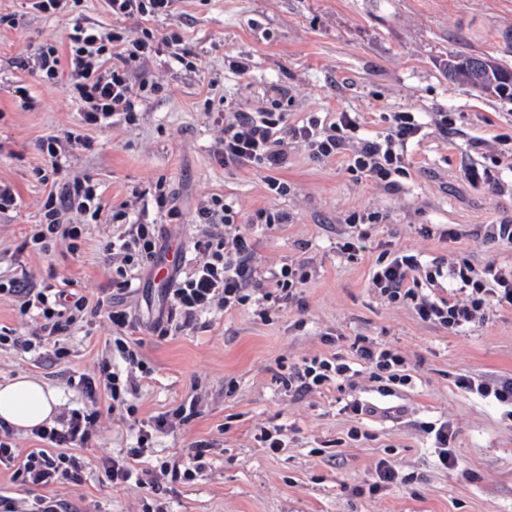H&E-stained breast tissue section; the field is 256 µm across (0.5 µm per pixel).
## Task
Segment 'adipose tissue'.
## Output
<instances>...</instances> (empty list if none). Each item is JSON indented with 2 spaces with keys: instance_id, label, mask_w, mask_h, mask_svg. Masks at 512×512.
<instances>
[{
  "instance_id": "adipose-tissue-1",
  "label": "adipose tissue",
  "mask_w": 512,
  "mask_h": 512,
  "mask_svg": "<svg viewBox=\"0 0 512 512\" xmlns=\"http://www.w3.org/2000/svg\"><path fill=\"white\" fill-rule=\"evenodd\" d=\"M60 398L46 384L19 375L0 385V422L15 430H28L52 423Z\"/></svg>"
}]
</instances>
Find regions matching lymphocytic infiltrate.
<instances>
[{"mask_svg":"<svg viewBox=\"0 0 512 512\" xmlns=\"http://www.w3.org/2000/svg\"><path fill=\"white\" fill-rule=\"evenodd\" d=\"M175 2L105 0L115 27L79 20L64 42L42 46L35 61H28L22 54L14 58L13 66L18 70L32 65L46 79L64 82L80 114L79 125L65 135L70 149L93 148L89 129L136 123L139 112L159 90L146 75L149 64L165 58L186 70H195L194 52L171 23ZM159 18L169 20V28H152V21ZM127 20L140 21V28H124ZM213 120L220 131L216 146L220 162L227 167L268 171L266 185L273 196L288 192L287 182L274 176L275 171L288 166V154L282 148L285 135L306 143L319 160L348 156V169L356 177L395 192L411 166L407 149L422 139L425 128L418 113L393 112L382 137L361 140L357 137L360 125L351 113H337L328 123L311 115L292 125L276 99L254 112L229 108L214 113ZM45 166L40 180L48 194L41 219L27 238L28 244L45 252L51 243L58 242L69 251H77L80 233L65 223V215L95 219L103 210H111L113 222L123 224L124 230L113 236L108 245L110 257L117 260L110 289L130 288L135 271L154 269L165 255L173 257L165 288L167 314L153 322L159 335H167L168 322L178 320L190 326L201 313L213 308L228 312L247 305L270 285L277 288L281 300H295L310 279L303 263L277 272L263 271L256 260L252 233L238 224L236 212L223 197L211 196L197 206L194 221L203 230L188 254L172 250L171 240L160 225L131 220L127 203L108 205L92 175L64 170L57 162L55 148H48ZM447 283L454 284L455 289L445 296L441 290ZM371 286L389 303L412 305L421 321L456 333L482 324L491 304L512 306V265L488 264L478 270L465 258L427 264L418 254L386 248L376 260ZM7 293L18 298L20 315L42 318L40 333L44 336L67 334L82 320L89 306H96L105 312L117 333L114 344L120 358L126 364H137L138 355L129 344L135 322L131 313L114 305L111 298L101 297L93 302L77 289H56L21 278L10 280ZM353 349L377 381L378 393L392 395L394 385L409 382L404 357L392 349L378 347L365 338L357 339ZM350 370L340 356L315 357L290 373L288 383L297 394L305 395L332 381H347ZM75 386L91 399L98 391H106L112 410L121 411L129 397L136 395L138 380L122 376L106 361L97 375H80ZM98 419L94 411L75 409L62 414L54 426L34 429L33 435L41 446L26 454L13 445L9 428L0 429V470L11 471L14 479L42 488L79 480L86 462L75 450L90 440ZM187 419L182 406L155 416L151 424L139 428L134 446L126 449L123 456L100 458L101 472L112 485L127 484L133 473L132 461L146 454L153 436L166 432L174 421Z\"/></svg>","mask_w":512,"mask_h":512,"instance_id":"lymphocytic-infiltrate-1","label":"lymphocytic infiltrate"}]
</instances>
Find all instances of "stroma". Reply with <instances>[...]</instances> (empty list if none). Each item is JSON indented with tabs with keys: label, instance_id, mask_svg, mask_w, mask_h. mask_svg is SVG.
Segmentation results:
<instances>
[{
	"label": "stroma",
	"instance_id": "obj_1",
	"mask_svg": "<svg viewBox=\"0 0 512 512\" xmlns=\"http://www.w3.org/2000/svg\"><path fill=\"white\" fill-rule=\"evenodd\" d=\"M0 180L18 195L14 210L0 215V282L27 273L39 284L71 280L96 295L112 276L106 244L118 225H83L78 253L23 250L41 217L48 189L36 170L46 141L64 136L79 116L63 85L20 71L11 60L63 39L75 17L112 27L103 0H81L74 14L47 16L24 0H0ZM175 23L197 57L187 71L150 64V79L163 90L137 124L91 130L93 150L61 156V164L99 180L109 202L118 204L164 182L181 217L148 209L165 232L191 250L201 233L191 219L200 200L217 194L239 221H252L257 257L267 271L307 263L310 280L293 304L262 321L252 307L213 309L196 324L160 336L150 324L165 309L161 278L142 273L119 302L137 319L132 335L143 365L131 402L134 419L147 422L183 403H195L188 421L156 438L139 461L152 468L164 457L190 458L196 442L209 443L201 470L188 480L140 493L103 481L92 464L130 447V422L112 414L107 394L89 399L68 383L73 373H97L112 356V327L88 312L60 342L31 337L11 297L0 295V327L12 342L0 345V383L33 375L58 389L63 409L95 410L96 431L80 454L90 462L80 483L56 485L52 493L77 512H144L160 502L166 512H512V419L498 405L457 387L465 375L477 380L512 378V308L491 306L483 325L451 334L422 322L407 304H391L371 286L378 243L420 253L425 261L458 253L475 267L512 263V249L471 237L476 224L512 221V192L475 188L463 177L475 161L473 140L484 139L486 158L499 155V135L512 136V98L479 93L449 81L448 55L488 54L512 68V0H178ZM250 67L239 78L229 62ZM285 89L289 122L317 113L332 119L351 112L365 139L380 137L388 113H422L427 126L409 145L412 168L400 191L358 179L344 158L314 159L305 143L287 139L288 167L278 171L286 195L271 197L266 174L237 169L214 157L218 135L205 107L223 100L245 111L260 108ZM453 121L448 135L433 118ZM287 212V223L255 222L257 210ZM378 213L366 251L347 257L339 250L357 228L346 219ZM425 224H453L458 242L424 236ZM358 336L398 350L411 381L392 397L360 373L343 387L327 385L296 396L282 378L320 355L337 354L356 364L351 345ZM32 341L31 350L15 338ZM62 359H55L56 347ZM374 402L379 411L362 419L345 411L346 401ZM133 419V420H134ZM448 422L459 464L440 466L423 423ZM278 426L285 449L268 454L255 440L260 427ZM358 428L359 440L348 439ZM394 456L406 476L377 495L364 493L376 462Z\"/></svg>",
	"mask_w": 512,
	"mask_h": 512
}]
</instances>
